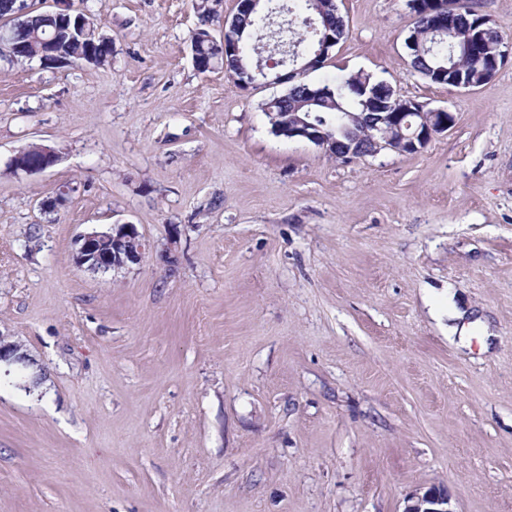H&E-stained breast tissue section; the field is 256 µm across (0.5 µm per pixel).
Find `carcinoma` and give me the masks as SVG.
I'll return each instance as SVG.
<instances>
[{
	"label": "carcinoma",
	"mask_w": 512,
	"mask_h": 512,
	"mask_svg": "<svg viewBox=\"0 0 512 512\" xmlns=\"http://www.w3.org/2000/svg\"><path fill=\"white\" fill-rule=\"evenodd\" d=\"M455 13L454 29L435 36L428 32L427 16L422 14L427 0H421L416 13L414 29L421 30L425 45L409 47V68L433 82L447 85L462 84L470 88L486 84L489 45L503 44V37L491 26L481 28L479 36L472 35L478 19L474 0H450ZM19 0H0V24L14 28V41L0 43V57L10 61L29 62L43 56L56 54L79 63L88 56L104 66L112 59V41L97 32V28L67 30L59 25L52 27L43 21L42 10L35 9L19 14ZM198 18L192 35L196 51L202 56L213 48V22L216 17L211 0H195ZM234 34L240 41V57H229L213 62V69L224 68L229 62L243 72L241 79H248L243 67L252 64V55L261 48H272L285 43L293 50L308 43L307 55L314 57L322 45L336 47L347 36V27L339 11L328 6L325 0H269L264 11H256L235 22ZM310 84L294 82L288 93L273 97L264 104L266 112H309L311 122L336 134L348 144L349 138L339 134L349 122L351 113H378L393 109L397 94L387 84L375 83L362 73L350 74L334 86H322L319 102H307Z\"/></svg>",
	"instance_id": "carcinoma-1"
}]
</instances>
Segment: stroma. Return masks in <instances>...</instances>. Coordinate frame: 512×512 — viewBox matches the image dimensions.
<instances>
[{"label": "stroma", "mask_w": 512, "mask_h": 512, "mask_svg": "<svg viewBox=\"0 0 512 512\" xmlns=\"http://www.w3.org/2000/svg\"><path fill=\"white\" fill-rule=\"evenodd\" d=\"M337 5L308 83L369 74L448 132L347 162L275 135L286 85L199 73L193 0H74L105 66L0 58V336L30 360L0 384V512H403L433 484L512 512V56L434 84L408 0ZM32 145L58 163L14 170ZM124 223L140 264L75 267ZM452 301L485 320L461 343ZM33 150L40 154V157L36 161L29 163L23 160L29 153V151L26 150L19 153L11 160V166L15 170L22 171L24 173H41L56 165L59 160L58 153L50 146L38 145L34 147L32 151Z\"/></svg>", "instance_id": "obj_1"}]
</instances>
